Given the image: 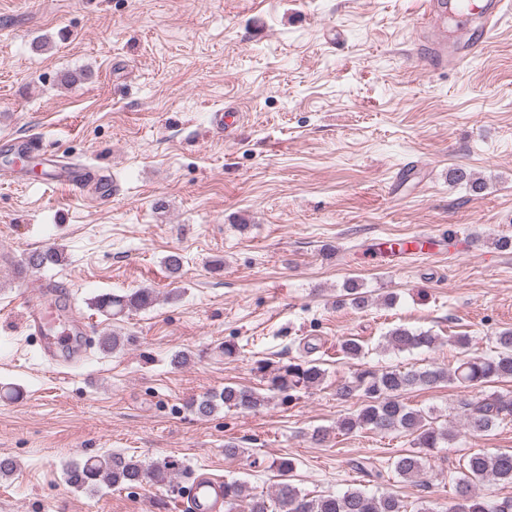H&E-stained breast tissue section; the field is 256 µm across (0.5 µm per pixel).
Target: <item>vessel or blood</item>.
I'll use <instances>...</instances> for the list:
<instances>
[{
  "label": "vessel or blood",
  "mask_w": 512,
  "mask_h": 512,
  "mask_svg": "<svg viewBox=\"0 0 512 512\" xmlns=\"http://www.w3.org/2000/svg\"><path fill=\"white\" fill-rule=\"evenodd\" d=\"M423 31L428 46L426 61L436 70L459 69L469 64L484 46L493 30L512 15V0H420ZM94 184L96 197L108 201L117 192L111 177L98 175L87 166H68L61 184L80 191ZM60 303L59 289L41 283L26 294L23 319L26 328L39 336L47 361L76 365L86 356L90 342L85 322L71 325L65 336L48 335L49 309ZM183 512H224V482L204 471L193 477L182 491Z\"/></svg>",
  "instance_id": "obj_1"
}]
</instances>
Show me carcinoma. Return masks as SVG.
I'll return each mask as SVG.
<instances>
[{"mask_svg": "<svg viewBox=\"0 0 512 512\" xmlns=\"http://www.w3.org/2000/svg\"><path fill=\"white\" fill-rule=\"evenodd\" d=\"M449 180L464 184L475 194L481 193L485 183L463 168L449 172ZM61 261L56 248H47L29 255L31 266L43 268ZM156 295L151 288H140L130 295H102L96 307L110 315L127 310H143L153 306ZM374 302L372 294L360 288L356 280L346 283L341 304L365 309ZM464 356L452 369L423 368L402 371L398 368H359L337 389V395L347 399L358 397L356 413L336 422L337 433L349 436L363 430L378 434L400 432L412 437V448L399 454L391 463L392 471L403 479L424 475L426 464L437 449L458 437L456 430L430 411L414 408L405 402L404 395L414 389L433 387L441 382L456 384L464 389H481L495 383L512 382V328L500 330L495 335L496 351L489 357L468 354L470 337L450 336ZM440 343V337L429 331L394 327L385 335L386 348L394 352L430 350ZM340 351L347 361L364 357V346L356 339H345ZM325 370L314 360L290 362L277 367L268 377V391L285 394L319 386ZM265 397L245 387L227 385L217 395L191 403L193 411L207 417L218 407L257 411L264 407ZM464 426L471 436H484L507 418L512 417V395L490 392L483 397L460 402ZM271 467L282 476L275 489L274 498L247 497L245 486L237 480L224 481V505L232 510L240 502L246 503V512H406V506L391 494L377 495L361 488H350L336 494L310 497L292 481L295 463L290 458L274 460ZM172 461L145 464L134 457L118 454L89 457L66 470L67 482L77 489L131 487L144 482L166 484L172 477ZM512 484V452L483 451L466 456L453 477L454 496L446 512H512V497L485 500L477 493L484 482Z\"/></svg>", "mask_w": 512, "mask_h": 512, "instance_id": "carcinoma-1", "label": "carcinoma"}]
</instances>
